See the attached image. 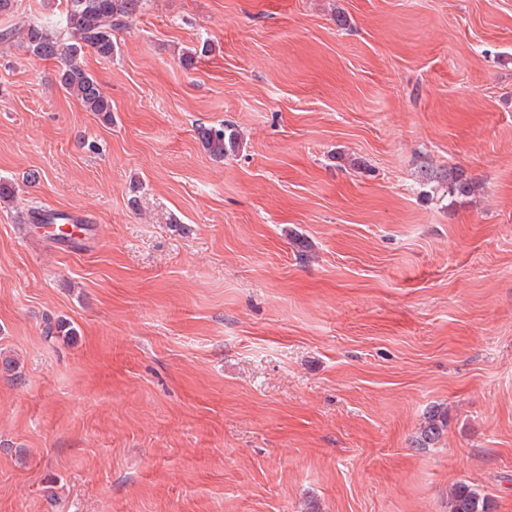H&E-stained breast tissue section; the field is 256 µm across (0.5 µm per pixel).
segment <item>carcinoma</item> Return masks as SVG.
<instances>
[{
  "instance_id": "1",
  "label": "carcinoma",
  "mask_w": 512,
  "mask_h": 512,
  "mask_svg": "<svg viewBox=\"0 0 512 512\" xmlns=\"http://www.w3.org/2000/svg\"><path fill=\"white\" fill-rule=\"evenodd\" d=\"M65 9L56 21L30 20L0 29V45L18 44L38 59H56L61 63L57 83L62 91L75 97L84 109L101 120L112 123V100L103 94L96 78L80 64L88 49L110 59L119 50L117 33L145 7L147 0H64ZM203 148L214 158L239 147L235 130L220 124L201 125L196 129ZM441 178L448 181V192L465 196L473 183L452 169ZM74 328L61 320L46 318V336H70ZM446 426V414L429 413L421 431L422 444L437 441ZM450 512H490V502L470 485L459 483L453 489Z\"/></svg>"
}]
</instances>
